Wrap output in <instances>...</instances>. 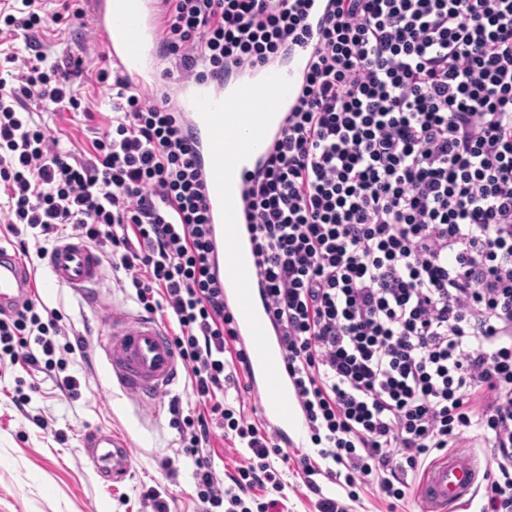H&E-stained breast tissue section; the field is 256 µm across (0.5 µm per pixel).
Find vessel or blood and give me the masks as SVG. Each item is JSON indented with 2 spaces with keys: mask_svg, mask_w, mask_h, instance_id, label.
Masks as SVG:
<instances>
[{
  "mask_svg": "<svg viewBox=\"0 0 512 512\" xmlns=\"http://www.w3.org/2000/svg\"><path fill=\"white\" fill-rule=\"evenodd\" d=\"M92 7L103 51L113 66L135 88L156 85L161 76L154 65L160 41L157 0H92ZM317 46L316 38L307 39L284 67L267 64L234 80L178 83L173 98L202 169L206 204L221 244L224 299L240 340L250 349L248 380L261 399L264 421L283 434L296 428L299 407L268 315L255 301L259 274L246 231L244 193L285 127ZM44 262L55 286L84 291L103 277L99 253L78 237L60 239ZM41 287L34 271L1 246L0 314L16 313L25 299L39 296ZM105 319L108 328L98 334L96 345L106 357L113 385L147 400L179 381L181 360L161 322L116 308ZM83 448L101 477L126 479L131 449L123 435L95 428L85 433ZM479 478L480 468L468 455L438 457L417 489L422 512H452L473 496Z\"/></svg>",
  "mask_w": 512,
  "mask_h": 512,
  "instance_id": "1",
  "label": "vessel or blood"
}]
</instances>
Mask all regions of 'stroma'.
<instances>
[{"mask_svg":"<svg viewBox=\"0 0 512 512\" xmlns=\"http://www.w3.org/2000/svg\"><path fill=\"white\" fill-rule=\"evenodd\" d=\"M81 8L84 19L68 18L60 25L59 43L70 47L84 61L79 91L93 104L94 120L64 110L44 113L62 150L81 151L94 127L104 124L117 89L95 79L102 67L103 51L89 0H53L51 7ZM97 304L82 294L56 287L42 295V302L63 316L70 341L82 340L85 355L67 356V375L78 384L77 397L61 391L55 378L26 368L24 364L0 367V512H148L143 495L158 490L170 512H201L196 497L192 457L181 448L178 428L172 423L169 402L180 398L184 412L195 402L185 384H177L153 403L112 386L105 360L89 340L99 325V315L112 306L141 314L132 288L119 287L112 273H105L98 288ZM31 390L26 409L13 401L17 379ZM48 422L47 429L34 424V416ZM93 428L123 434L132 451L130 473L124 481L104 482L87 465L82 447L84 433Z\"/></svg>","mask_w":512,"mask_h":512,"instance_id":"obj_1","label":"stroma"}]
</instances>
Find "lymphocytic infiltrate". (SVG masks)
Returning a JSON list of instances; mask_svg holds the SVG:
<instances>
[{
	"instance_id": "1",
	"label": "lymphocytic infiltrate",
	"mask_w": 512,
	"mask_h": 512,
	"mask_svg": "<svg viewBox=\"0 0 512 512\" xmlns=\"http://www.w3.org/2000/svg\"><path fill=\"white\" fill-rule=\"evenodd\" d=\"M161 48L180 79L255 66L305 35L308 0H160ZM288 128L251 192L268 316L313 444L289 454L224 401L249 353L217 274L203 183L164 96L113 80L119 103L88 150H59L39 113L90 114L82 60L49 58L61 13L0 0V221L65 230L101 250L147 313H161L195 398L169 411L196 465L203 512H279L290 461L316 512L370 494L398 512L440 455L485 433L478 512H512V0H330ZM0 317V359L64 369L57 310ZM246 461L221 478L215 434ZM346 498L323 496L317 476Z\"/></svg>"
}]
</instances>
